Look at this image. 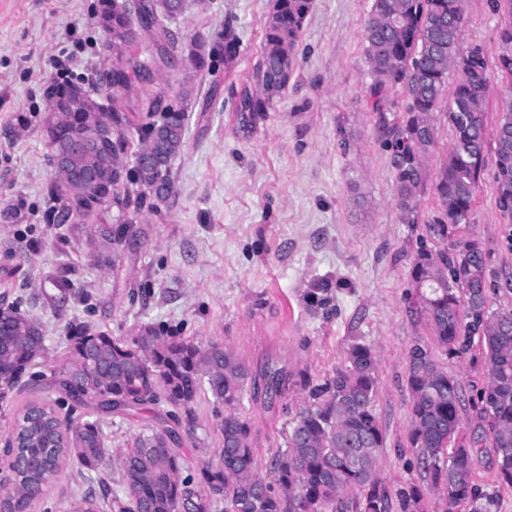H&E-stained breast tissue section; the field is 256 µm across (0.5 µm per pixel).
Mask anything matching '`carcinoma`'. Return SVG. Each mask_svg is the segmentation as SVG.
<instances>
[{"label":"carcinoma","mask_w":512,"mask_h":512,"mask_svg":"<svg viewBox=\"0 0 512 512\" xmlns=\"http://www.w3.org/2000/svg\"><path fill=\"white\" fill-rule=\"evenodd\" d=\"M313 0H274L264 23L262 53L253 74L274 71L291 77L296 46ZM502 13L497 68L512 76V0H494ZM186 0H147L146 11L132 14L126 0H101L98 25L102 54L127 58L137 45L152 53L145 37L159 19L175 18ZM465 19L464 0H374L365 28V55L374 77V92L402 84L409 103L404 114L389 119L383 102L375 103L379 129L395 153V191L402 222L417 223L418 197L427 187V159L435 146L433 112L442 97L448 72L460 80L448 99L445 117L454 139L432 182L439 210L429 224L439 250L420 249L410 276L436 342L450 356L461 357L477 344L489 385L481 396L480 417L489 431L498 481L512 486V309H492L487 292V254L475 239L457 235L469 223L478 181L484 167L485 109L490 83L483 49L459 46ZM184 63L203 73L208 69L201 45L192 41L180 50ZM147 71L144 62L126 61L108 78L101 77L106 95L69 81L45 92L44 132L49 160L57 145L80 137L92 144L74 158V165L98 172L85 183L55 178L52 194L61 200L62 220L102 224L117 208L118 218L168 201L173 186L172 159L183 146L187 113L184 104L164 103L161 92L142 101L146 117L141 141L151 146L147 160L135 152V176L129 178L120 159L129 144L127 99ZM273 99L262 94L243 105L256 116ZM497 204L512 217V100L500 113L496 130ZM142 190L133 193L128 184ZM68 353L57 360L54 385L74 403L96 411L166 405L160 426L141 432L134 446L106 455L97 421L62 420L53 409L30 405L15 431L21 447L4 449L19 486L7 502L8 512H28L46 478H55L69 460L80 471L97 474L113 465L122 474L127 499L118 512H328L330 506L355 512H390L389 495L377 489L379 456L385 434L375 410L377 357L371 347L356 343L343 364L321 386L313 388L291 422L270 475L259 473L250 428L237 412L248 371L230 351L204 345L174 332L145 327L129 341L114 338L90 323L70 327ZM47 357L40 324L11 306L0 311V399L15 391L28 367ZM406 386L412 413L411 443L425 473L427 486L412 483L401 494L402 512H418L425 490L442 494L448 512L469 503V512H497L498 494L473 481L480 449L461 437L460 386L431 352L414 345L406 361ZM224 405L220 424L223 448L202 462L198 477L183 475L184 462L177 429L195 427L194 406L201 393ZM369 488L347 506L342 495Z\"/></svg>","instance_id":"obj_1"}]
</instances>
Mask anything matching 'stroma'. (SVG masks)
Segmentation results:
<instances>
[{
	"instance_id": "35a3bbf8",
	"label": "stroma",
	"mask_w": 512,
	"mask_h": 512,
	"mask_svg": "<svg viewBox=\"0 0 512 512\" xmlns=\"http://www.w3.org/2000/svg\"><path fill=\"white\" fill-rule=\"evenodd\" d=\"M274 0H187L166 20L177 43L212 44L239 38L228 58L215 54L208 73L183 64L143 76L139 91L164 90L169 103L186 99L184 143L171 163L173 193L158 208L129 212L100 255L96 226L60 222L46 153L44 90L68 78L92 82L109 69L100 53L99 0H0V304H15L40 323L49 355L31 366L23 391L0 401V481L12 473L4 449L24 406L47 400L60 417L85 421L88 410L53 385L57 356L70 325L89 322L124 340L147 326L168 329L231 351L247 367L239 413L251 428L260 473L272 467L290 423L311 387L334 375L347 348L370 346L379 362L376 411L385 433L379 489L390 512L399 493L424 473L410 443L411 406L406 358L415 344L431 347L456 378L462 432L484 451L473 479L498 486L488 429L476 410L487 380L472 355L438 348L410 275L419 246L434 248L426 226L438 207L433 192L419 197V221L402 223L395 194L393 150L378 128L373 78L365 57V23L372 0H313L301 31L294 72L266 117L239 124L238 93L258 61L264 21ZM501 15L491 0H466L460 46L498 53ZM74 58L68 75L53 58ZM479 181L465 236L488 254L489 295L512 309V218L496 202L494 144ZM66 277L77 291L64 307L45 288ZM282 369L280 395L265 374ZM196 431H180L185 471L197 475L205 452L222 445L223 405L199 396ZM158 410L100 416L107 452L132 447ZM125 498L118 472L105 481L63 467L31 512H71L75 500Z\"/></svg>"
}]
</instances>
